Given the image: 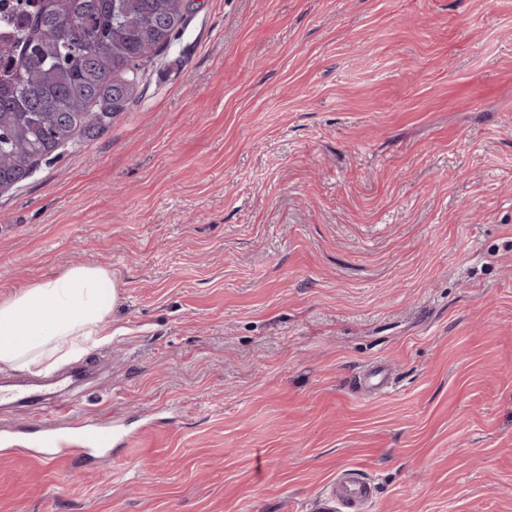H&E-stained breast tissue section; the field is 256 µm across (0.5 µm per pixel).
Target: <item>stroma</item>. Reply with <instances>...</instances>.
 Instances as JSON below:
<instances>
[{"mask_svg":"<svg viewBox=\"0 0 512 512\" xmlns=\"http://www.w3.org/2000/svg\"><path fill=\"white\" fill-rule=\"evenodd\" d=\"M186 3L111 124L0 192V298L119 293L46 407L141 433L0 458V512H316L348 473L370 512H512V0ZM392 377L384 363L375 364L368 376L358 377V390H367L370 394H378L389 391L393 388Z\"/></svg>","mask_w":512,"mask_h":512,"instance_id":"1","label":"stroma"}]
</instances>
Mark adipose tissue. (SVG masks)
<instances>
[{
	"instance_id": "obj_1",
	"label": "adipose tissue",
	"mask_w": 512,
	"mask_h": 512,
	"mask_svg": "<svg viewBox=\"0 0 512 512\" xmlns=\"http://www.w3.org/2000/svg\"><path fill=\"white\" fill-rule=\"evenodd\" d=\"M118 292L106 268L72 266L0 300V370L48 372L110 343Z\"/></svg>"
}]
</instances>
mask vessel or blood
<instances>
[{
	"label": "vessel or blood",
	"instance_id": "b4317fda",
	"mask_svg": "<svg viewBox=\"0 0 512 512\" xmlns=\"http://www.w3.org/2000/svg\"><path fill=\"white\" fill-rule=\"evenodd\" d=\"M357 384L359 390L372 394L392 387L391 376L381 362L372 367L369 375L359 377ZM121 437L111 417H83L74 406L59 405L46 416L0 428V453L22 450L44 462L74 457L85 462L109 452ZM374 498L371 481L345 477L321 499L319 512H366Z\"/></svg>",
	"mask_w": 512,
	"mask_h": 512
}]
</instances>
